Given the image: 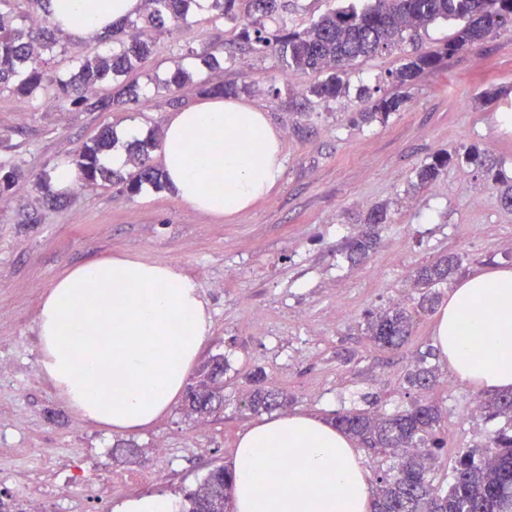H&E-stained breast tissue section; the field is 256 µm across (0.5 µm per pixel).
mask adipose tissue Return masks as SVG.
I'll list each match as a JSON object with an SVG mask.
<instances>
[{
  "instance_id": "1",
  "label": "adipose tissue",
  "mask_w": 512,
  "mask_h": 512,
  "mask_svg": "<svg viewBox=\"0 0 512 512\" xmlns=\"http://www.w3.org/2000/svg\"><path fill=\"white\" fill-rule=\"evenodd\" d=\"M143 0H49L53 18L85 40L134 15ZM162 165L176 197L222 217L279 183L282 137L265 112L215 98L170 115ZM41 369L87 421L127 435L177 401L211 319L199 286L137 256L83 263L55 278L37 315ZM435 345L461 381L512 390V267L470 276L437 318ZM234 512H372L373 485L354 442L310 413L262 418L239 436Z\"/></svg>"
}]
</instances>
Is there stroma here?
Here are the masks:
<instances>
[{
	"instance_id": "35a3bbf8",
	"label": "stroma",
	"mask_w": 512,
	"mask_h": 512,
	"mask_svg": "<svg viewBox=\"0 0 512 512\" xmlns=\"http://www.w3.org/2000/svg\"><path fill=\"white\" fill-rule=\"evenodd\" d=\"M208 9L190 26L152 34V54L139 82L165 79L178 68L192 80L174 92L146 87L137 101L89 112L60 101L21 102L0 90V161L36 173L70 165L103 127L122 134L161 132L171 113L200 103L195 84L234 85L236 97L266 112L280 131L284 169L279 184L232 218L196 212L170 189L120 185L86 193L73 188L60 207L45 206L24 223L23 206L36 191L23 181L0 196V500L12 512H115L125 499L162 493L183 500L209 470L231 465L241 432L260 420L247 399L251 374L288 397L287 411L332 417L357 409L391 413L417 400L436 403L448 441L434 469L447 481L456 458L486 443L506 418L470 423L479 399L473 386L438 361L439 379L426 392L405 376L434 343L437 313L418 315L407 344L375 346L364 334L367 312L403 301L417 267L456 253L459 278L512 266V207L473 168L448 166L428 188L412 189L419 167L437 154L470 146L512 176V34L489 36L425 73L407 89L400 111L362 122V112L397 93L390 73L414 52H433L458 26L443 20L416 42L357 61L349 92L319 103L307 90L318 74L283 69L273 52L241 47L239 24H213ZM216 61L205 62L211 48ZM497 96L485 100L484 92ZM385 205L388 221L376 251L347 261L344 246L370 208ZM135 254L178 268L202 290L211 331L200 360L225 356L223 403L200 416L186 399L146 430L116 436L86 422L56 392L40 368L37 314L41 297L64 271L86 261ZM112 480V494L85 501L90 481Z\"/></svg>"
}]
</instances>
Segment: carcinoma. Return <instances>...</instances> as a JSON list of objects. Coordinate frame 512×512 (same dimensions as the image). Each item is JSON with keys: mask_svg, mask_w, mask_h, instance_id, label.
<instances>
[{"mask_svg": "<svg viewBox=\"0 0 512 512\" xmlns=\"http://www.w3.org/2000/svg\"><path fill=\"white\" fill-rule=\"evenodd\" d=\"M36 18L26 29H14L11 15L16 0H0V89L10 88L20 98L33 102L46 95L77 108L109 111L139 97L141 85L123 83L115 93L91 99L87 93L108 79L126 77L151 55L152 45L140 37V29L149 25L165 32L189 23L198 0H145V8L135 18L123 19L112 32L96 38L97 43H112L108 51L91 47L72 60L66 71L48 67L47 56L64 46L67 35L51 16L42 0H28ZM210 19L244 22L240 33L243 43L260 50H273L284 68L310 70L325 78L308 88L310 96L328 103L346 94L349 71L360 58L393 48L405 40L415 39L430 24L459 21L462 26L455 37L435 53H415L405 59L392 74L395 84L411 87L427 71L459 50L479 44L500 31L512 29V0H372L358 10L345 7L321 15L312 24L297 31L288 26V0H211ZM276 20L277 27L268 33L264 19ZM201 95L224 96L236 92L233 86L201 81L196 85ZM400 95L379 98L364 122L379 117L386 119L405 103ZM115 146L113 132L102 130L79 150L73 163L82 184L96 186L115 181L127 192L138 194L147 185L156 190L166 186L163 171L151 163V154L161 146L155 136L127 145V175L117 174L103 164ZM456 160L466 163L490 177L497 186L500 200L512 206V177L494 168L475 147L460 153L438 155L417 173L414 187H429L448 164ZM25 176L23 166L0 163V195L10 191ZM54 174L46 171L37 176L39 201L58 203L62 194L55 188ZM386 210L373 209L362 229L345 245L347 258L355 263L375 251L380 231L386 223ZM461 268L455 256L440 257L415 271V285L424 290L420 308L433 305L438 293L430 289L448 284ZM413 315L404 306L394 305L370 313L365 322V335L378 347L398 350L411 336ZM432 352L424 353L407 375L408 385L418 391L428 389L436 380L437 366L427 364ZM228 361L214 357L205 362L187 390L190 409L206 413L213 403L221 401L219 378L228 370ZM257 388L249 396L248 407L254 412L281 405L278 394L263 385V376H253ZM488 418L505 417L512 422V392L498 393L478 401ZM441 410L432 402L417 401L411 409L397 414L338 412L334 424L359 441L374 455L393 459V465L379 476L373 512H504L512 505V427L502 428L489 441L466 450L455 461L447 489L436 483L430 461L447 447L438 436ZM233 472L224 466L211 469L200 487L188 494L186 512H231Z\"/></svg>", "mask_w": 512, "mask_h": 512, "instance_id": "1", "label": "carcinoma"}]
</instances>
